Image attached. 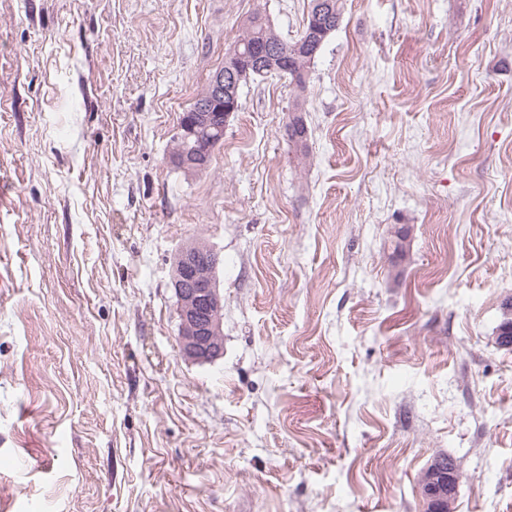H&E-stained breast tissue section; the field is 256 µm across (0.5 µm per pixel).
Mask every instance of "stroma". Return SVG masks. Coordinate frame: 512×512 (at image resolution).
Returning a JSON list of instances; mask_svg holds the SVG:
<instances>
[{"mask_svg":"<svg viewBox=\"0 0 512 512\" xmlns=\"http://www.w3.org/2000/svg\"><path fill=\"white\" fill-rule=\"evenodd\" d=\"M311 0H0V512H512V0H342L305 92L173 134L241 25ZM217 252L224 351L172 266ZM288 138L292 142L295 152L304 157L307 154V130L302 117L290 115L287 124ZM207 255L215 253L207 248ZM203 254L185 256L181 280L175 284L179 304L180 347L199 361L212 360L224 349L221 332L223 305L214 282V264ZM440 459L442 461L445 459L448 460V456L436 459L430 467L428 466L429 468L426 472L430 469L431 471L426 477L422 478L421 483L424 488V495L426 499L428 501L434 499L437 503V507L434 508V510L445 512L448 508L447 512H451L453 494L457 489V485L460 480V473L454 461L451 460H448V467H446L443 462H440L433 467Z\"/></svg>","mask_w":512,"mask_h":512,"instance_id":"obj_1","label":"stroma"}]
</instances>
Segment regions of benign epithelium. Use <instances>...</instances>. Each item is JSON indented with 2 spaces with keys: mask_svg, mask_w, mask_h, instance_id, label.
<instances>
[{
  "mask_svg": "<svg viewBox=\"0 0 512 512\" xmlns=\"http://www.w3.org/2000/svg\"><path fill=\"white\" fill-rule=\"evenodd\" d=\"M288 63V56L272 43L250 44L246 41L231 48L224 67L213 73L204 92L195 99L191 110L182 114L173 137L177 144L173 162L186 170L203 167L214 144L207 140L204 130L210 124L229 117L238 110L237 89L250 72L272 71ZM185 256L180 281L175 284L179 304L180 347L183 353L199 361L212 360L224 349L221 332L223 305L214 282V264L207 255ZM460 480L453 461L438 463L422 478L424 495L437 503L438 512H447Z\"/></svg>",
  "mask_w": 512,
  "mask_h": 512,
  "instance_id": "7a95c632",
  "label": "benign epithelium"
}]
</instances>
